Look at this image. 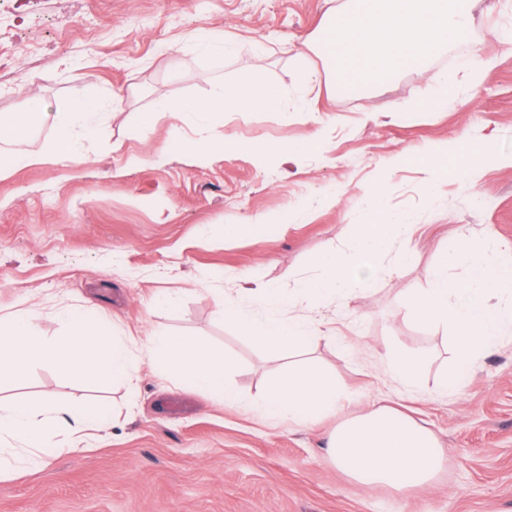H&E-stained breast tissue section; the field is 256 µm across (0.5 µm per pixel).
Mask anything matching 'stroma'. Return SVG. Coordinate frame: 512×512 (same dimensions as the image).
I'll use <instances>...</instances> for the list:
<instances>
[{
  "label": "stroma",
  "instance_id": "obj_1",
  "mask_svg": "<svg viewBox=\"0 0 512 512\" xmlns=\"http://www.w3.org/2000/svg\"><path fill=\"white\" fill-rule=\"evenodd\" d=\"M347 0H0V115L23 112L30 95L50 111L76 95L98 98L100 135L82 158L19 169L0 180V316L18 307L38 315L43 335L59 336V302L93 301L116 333L153 328L197 336L231 357L241 393L233 409L176 387L140 362L138 392L67 378L49 366L0 384V396L34 392L94 399L109 408L92 448L48 454L38 466L0 481V512H512V326L478 359L457 391L439 382L454 370L455 342L417 320L410 289L426 285L440 253L459 234H495L512 261V53L493 35L512 25V0L494 11L476 5L466 45H452L425 73L403 71L348 95L330 82L316 52L299 57ZM208 27L232 45L197 53ZM495 54L469 79L475 47ZM314 71L303 84L302 64ZM261 75L283 92L276 112H227L211 126L160 114L138 130L155 101L208 96ZM454 82L457 96L437 112L416 111L431 87ZM226 133L243 148L208 160L166 151L172 134ZM322 149L292 162L249 151L251 143H303ZM492 140L501 164H481L474 180L425 191L419 168H395L399 153L432 141ZM385 183L391 222L416 225L410 259L381 260L370 291L342 298L323 322L337 344L295 352L335 375L351 394L342 414L370 403L413 417L447 448L430 485L398 493L362 485L334 466L313 428L266 419L259 404L278 367L260 343L225 322L220 294L237 296L248 275L282 289L315 277L316 260L349 251L352 224L365 217L364 192ZM269 218L263 236L225 239L228 224ZM174 305L158 304L162 295ZM422 356L419 389L397 384L387 352Z\"/></svg>",
  "mask_w": 512,
  "mask_h": 512
}]
</instances>
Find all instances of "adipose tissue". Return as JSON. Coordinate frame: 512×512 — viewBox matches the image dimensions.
<instances>
[{
	"instance_id": "ef3b65f1",
	"label": "adipose tissue",
	"mask_w": 512,
	"mask_h": 512,
	"mask_svg": "<svg viewBox=\"0 0 512 512\" xmlns=\"http://www.w3.org/2000/svg\"><path fill=\"white\" fill-rule=\"evenodd\" d=\"M280 90L262 78L231 87L217 86L202 100L173 103L157 101L142 113L139 129L151 131L155 115L176 112L183 118L207 125L226 112H275L281 106ZM97 99L76 96L61 112H47L38 96H30L19 115L0 118V179L20 168L81 156L83 141L99 133ZM53 124L54 137L47 152L33 154L25 144L32 132ZM490 143L475 144L459 138L409 151L396 158L399 166L413 165L425 175V190L469 172L477 160H493ZM501 244L493 234L479 242L451 247L440 253L427 285L411 289L407 301L414 316L425 323L449 328L456 340L455 366L467 372L476 358L499 346L505 302L512 300V265L500 262ZM461 265L468 274L448 275ZM346 389L316 362L289 363L280 370L261 402L263 414L274 421L311 427L336 415L344 406ZM106 406L96 401L58 403L46 393L0 401V478L22 468L38 466L45 449L54 447L58 432H66L72 447L85 444L105 423ZM327 454L353 480L382 484L402 493L431 483L441 471L446 451L435 437L415 421L387 407H372L347 419L328 435Z\"/></svg>"
}]
</instances>
